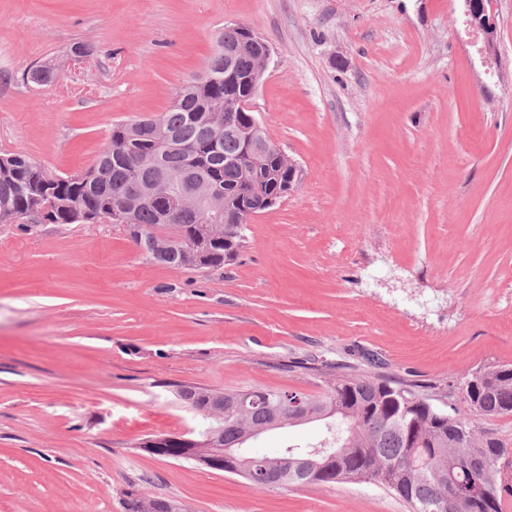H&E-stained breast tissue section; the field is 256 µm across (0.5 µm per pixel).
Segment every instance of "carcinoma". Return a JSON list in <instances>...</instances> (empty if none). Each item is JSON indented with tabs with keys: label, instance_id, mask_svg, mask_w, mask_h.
Returning <instances> with one entry per match:
<instances>
[{
	"label": "carcinoma",
	"instance_id": "obj_1",
	"mask_svg": "<svg viewBox=\"0 0 512 512\" xmlns=\"http://www.w3.org/2000/svg\"><path fill=\"white\" fill-rule=\"evenodd\" d=\"M257 50L236 58V77L227 76L224 53L208 59L205 78H193L175 93L168 108L154 119L119 123L112 127L108 144L81 179L53 175L27 154L8 169H0V223L9 224L32 217L37 207L52 210V224H76L92 217H112L113 204L127 198L134 181L155 184L167 173L184 181L171 190L188 188L189 179L207 180L221 187L234 203L249 194L244 178L243 146L234 135H222L219 147L211 143L207 113L223 111L224 102L234 103L250 96L245 75L253 67ZM139 126L136 137L129 128ZM169 131L186 148L161 151L159 135ZM162 152L161 165L136 164L142 157ZM279 170L275 155L268 165L253 172L264 189L276 198L288 194V172L268 177ZM128 223L136 225L147 240L156 239L164 249L153 260L172 269L206 270L222 268L233 261L242 248L243 225L210 224L203 216H175L165 224L154 205L142 204L130 210ZM380 362L363 356L362 371L355 367L342 371L335 362L323 364L327 375H336L322 397L298 393L248 390L254 404L245 410L236 407L238 392L183 385L179 399L202 415L200 431L217 428L216 443L236 451L227 460V469L240 468L256 477L264 473L268 453L247 446L249 431L265 428L275 418L279 426L322 422L324 438L315 445L277 448L281 459L279 485L315 484V450L338 453L325 484L377 483L394 492L412 512H500L501 499L512 495V473L500 461L512 453L506 442L487 431H480L475 419L512 416V364L481 368L462 384V401L467 412L456 407L446 411L435 402L448 397L424 393L415 385L396 382L376 373ZM224 398V418L209 416L215 398ZM463 430L469 440L457 444L455 432ZM482 490L480 499L463 491Z\"/></svg>",
	"mask_w": 512,
	"mask_h": 512
}]
</instances>
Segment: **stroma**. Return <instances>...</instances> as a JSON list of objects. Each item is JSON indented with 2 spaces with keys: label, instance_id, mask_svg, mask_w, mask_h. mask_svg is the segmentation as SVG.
<instances>
[{
  "label": "stroma",
  "instance_id": "obj_1",
  "mask_svg": "<svg viewBox=\"0 0 512 512\" xmlns=\"http://www.w3.org/2000/svg\"><path fill=\"white\" fill-rule=\"evenodd\" d=\"M487 65L462 0H0V153L88 170L225 25L271 54L251 103L296 187L219 270L121 226L0 223V512H411L377 484L259 487L144 452L196 426L182 385L322 394L323 362L460 386L512 363V0ZM83 44L87 56H73ZM59 77L33 86L29 68Z\"/></svg>",
  "mask_w": 512,
  "mask_h": 512
}]
</instances>
